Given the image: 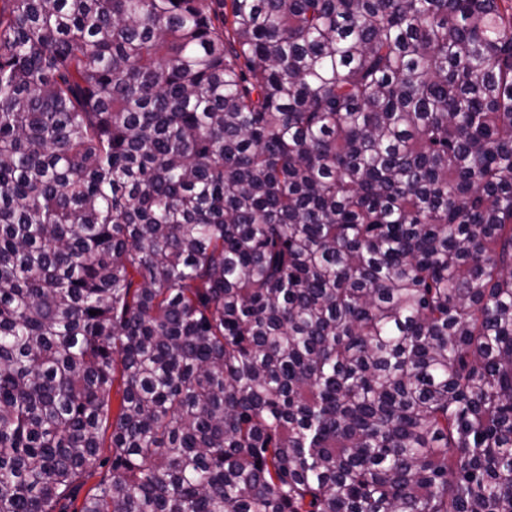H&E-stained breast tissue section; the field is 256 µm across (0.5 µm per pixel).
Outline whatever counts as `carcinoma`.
<instances>
[{"label":"carcinoma","instance_id":"carcinoma-1","mask_svg":"<svg viewBox=\"0 0 512 512\" xmlns=\"http://www.w3.org/2000/svg\"><path fill=\"white\" fill-rule=\"evenodd\" d=\"M105 446L74 512H512V0H0V512Z\"/></svg>","mask_w":512,"mask_h":512}]
</instances>
